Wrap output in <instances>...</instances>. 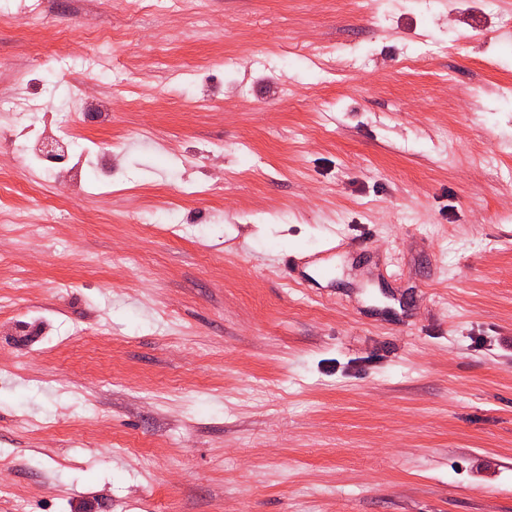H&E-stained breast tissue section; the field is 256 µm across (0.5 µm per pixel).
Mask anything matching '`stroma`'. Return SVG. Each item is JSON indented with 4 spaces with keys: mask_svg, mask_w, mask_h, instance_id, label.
Here are the masks:
<instances>
[{
    "mask_svg": "<svg viewBox=\"0 0 512 512\" xmlns=\"http://www.w3.org/2000/svg\"><path fill=\"white\" fill-rule=\"evenodd\" d=\"M33 2L0 87L112 117L0 137V512H512V0ZM99 75L89 72L82 83L76 89L75 93L70 94L72 101L71 109L73 112H67L58 119V130L63 136H67L70 118L79 113H95L101 116L112 114V103L102 100L91 94L89 88L98 82ZM108 112V113H107ZM110 113V114H109Z\"/></svg>",
    "mask_w": 512,
    "mask_h": 512,
    "instance_id": "obj_1",
    "label": "stroma"
}]
</instances>
